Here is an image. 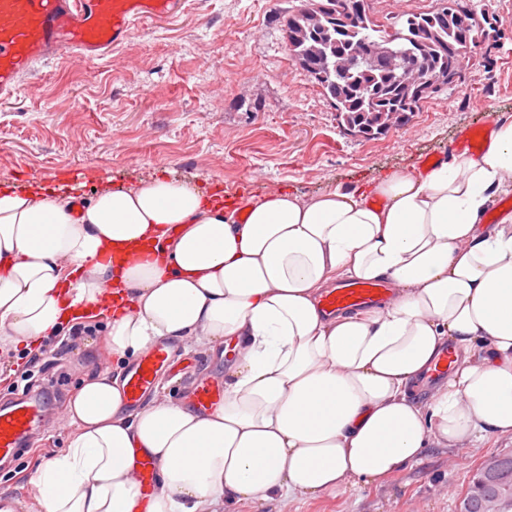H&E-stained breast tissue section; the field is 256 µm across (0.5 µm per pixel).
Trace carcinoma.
I'll return each mask as SVG.
<instances>
[{
  "mask_svg": "<svg viewBox=\"0 0 512 512\" xmlns=\"http://www.w3.org/2000/svg\"><path fill=\"white\" fill-rule=\"evenodd\" d=\"M347 2L350 21H338L339 7ZM372 0H300L283 17L288 55L322 88L324 97L336 111L339 125L350 136L374 139L405 125L415 106L448 89L444 81L431 91L407 84L386 67L363 58H352L347 71L336 70L339 55L365 42L378 43L401 60L415 58L426 77L448 76V60L453 50L468 43L486 42L500 35L498 19L476 13L470 0H454L462 15L473 17L469 25L450 26L441 13L446 0H436L424 12L406 10L399 15L378 17ZM319 60L312 72L310 57ZM512 487V457L498 461L487 479L484 493L494 494L503 486Z\"/></svg>",
  "mask_w": 512,
  "mask_h": 512,
  "instance_id": "cac0c4a2",
  "label": "carcinoma"
}]
</instances>
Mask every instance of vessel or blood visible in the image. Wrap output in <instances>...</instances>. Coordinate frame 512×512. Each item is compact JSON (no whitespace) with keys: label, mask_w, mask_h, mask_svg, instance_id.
<instances>
[{"label":"vessel or blood","mask_w":512,"mask_h":512,"mask_svg":"<svg viewBox=\"0 0 512 512\" xmlns=\"http://www.w3.org/2000/svg\"><path fill=\"white\" fill-rule=\"evenodd\" d=\"M176 0H0V100L14 96L18 81L36 63L66 54L82 62L98 59L120 45L143 18L160 19ZM391 288L383 280L348 279L322 298L324 312L364 308L383 303ZM169 348L147 349L127 372L128 403H137L167 362ZM41 397L27 395L0 412V458H14L42 422Z\"/></svg>","instance_id":"vessel-or-blood-1"}]
</instances>
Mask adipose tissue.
I'll return each instance as SVG.
<instances>
[{"label": "adipose tissue", "mask_w": 512, "mask_h": 512, "mask_svg": "<svg viewBox=\"0 0 512 512\" xmlns=\"http://www.w3.org/2000/svg\"><path fill=\"white\" fill-rule=\"evenodd\" d=\"M508 191L512 120L499 117L478 154L311 196L288 186L226 204L162 173L79 206L63 187L0 184V348L97 313L110 359L162 341L237 352L204 412L157 397L130 413L111 370L85 378L65 448L29 475L43 512L304 501L374 485L434 444L512 437V212L486 221ZM342 277L389 279L394 296L325 314ZM449 345L448 377L417 402ZM142 452L159 468L147 495Z\"/></svg>", "instance_id": "ef3b65f1"}]
</instances>
